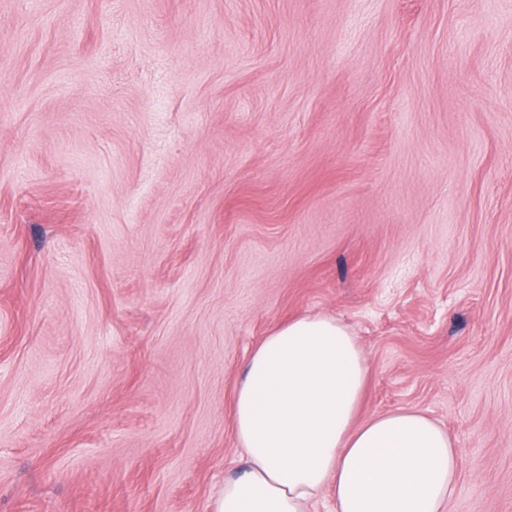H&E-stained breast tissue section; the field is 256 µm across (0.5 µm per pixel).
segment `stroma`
<instances>
[{
	"label": "stroma",
	"instance_id": "stroma-1",
	"mask_svg": "<svg viewBox=\"0 0 512 512\" xmlns=\"http://www.w3.org/2000/svg\"><path fill=\"white\" fill-rule=\"evenodd\" d=\"M306 314L512 512V0H0V512H214Z\"/></svg>",
	"mask_w": 512,
	"mask_h": 512
}]
</instances>
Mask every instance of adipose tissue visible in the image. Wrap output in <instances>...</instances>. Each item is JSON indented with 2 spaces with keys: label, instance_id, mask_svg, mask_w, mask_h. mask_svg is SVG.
Instances as JSON below:
<instances>
[{
  "label": "adipose tissue",
  "instance_id": "ef3b65f1",
  "mask_svg": "<svg viewBox=\"0 0 512 512\" xmlns=\"http://www.w3.org/2000/svg\"><path fill=\"white\" fill-rule=\"evenodd\" d=\"M367 364L336 318L275 327L251 353L233 400L243 470L215 512H308L330 493L335 512H447L459 451L412 410L359 417Z\"/></svg>",
  "mask_w": 512,
  "mask_h": 512
}]
</instances>
